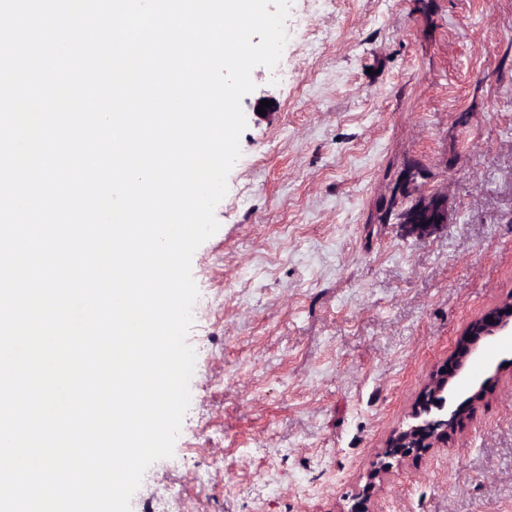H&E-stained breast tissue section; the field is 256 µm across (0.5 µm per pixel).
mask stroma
<instances>
[{
	"instance_id": "35a3bbf8",
	"label": "stroma",
	"mask_w": 512,
	"mask_h": 512,
	"mask_svg": "<svg viewBox=\"0 0 512 512\" xmlns=\"http://www.w3.org/2000/svg\"><path fill=\"white\" fill-rule=\"evenodd\" d=\"M281 58L242 99L191 262L190 405L131 512H349L470 322L512 299V0H329ZM435 192L432 235L382 223ZM469 372L494 393L368 512H512V338Z\"/></svg>"
}]
</instances>
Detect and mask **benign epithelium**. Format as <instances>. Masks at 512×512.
<instances>
[{
	"label": "benign epithelium",
	"mask_w": 512,
	"mask_h": 512,
	"mask_svg": "<svg viewBox=\"0 0 512 512\" xmlns=\"http://www.w3.org/2000/svg\"><path fill=\"white\" fill-rule=\"evenodd\" d=\"M413 214L402 218L401 223L409 232L420 237L428 236L448 223V197L440 193L421 195L415 201ZM512 335V303L495 307L472 321L464 333L465 339L457 341L453 358L438 367L413 406L406 426L394 431L385 448L368 473L369 481L382 479L393 467L411 454H421L437 447L457 430L475 407L494 391L495 378L484 377L470 383L471 400L464 407L448 409L445 398L448 387L464 376L468 361L477 351V343L494 336Z\"/></svg>",
	"instance_id": "1"
}]
</instances>
